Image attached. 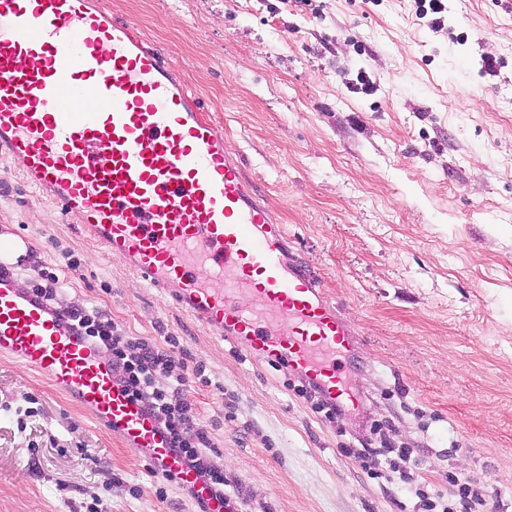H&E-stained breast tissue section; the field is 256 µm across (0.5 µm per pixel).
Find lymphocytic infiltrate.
I'll list each match as a JSON object with an SVG mask.
<instances>
[{
	"instance_id": "lymphocytic-infiltrate-1",
	"label": "lymphocytic infiltrate",
	"mask_w": 512,
	"mask_h": 512,
	"mask_svg": "<svg viewBox=\"0 0 512 512\" xmlns=\"http://www.w3.org/2000/svg\"><path fill=\"white\" fill-rule=\"evenodd\" d=\"M34 273L30 295L71 326L112 365L115 383L138 400L167 435L185 466L207 484L216 497L231 502L230 482L216 462L217 443L209 425L202 420L186 394L187 378L199 374L189 356L178 351L168 336L127 335L106 309L63 306V283L56 272L30 257ZM455 491L451 499L419 492L423 512H495V489L489 482H476L467 475L449 478Z\"/></svg>"
}]
</instances>
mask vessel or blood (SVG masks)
Wrapping results in <instances>:
<instances>
[{"label": "vessel or blood", "mask_w": 512, "mask_h": 512, "mask_svg": "<svg viewBox=\"0 0 512 512\" xmlns=\"http://www.w3.org/2000/svg\"><path fill=\"white\" fill-rule=\"evenodd\" d=\"M2 158L140 285L252 357L287 365L327 404L353 402L336 356L352 355L354 327L304 262L284 261L283 225L138 26L99 0H0ZM29 248L24 236H0V356L92 411L207 512H225L108 361L19 288L16 261Z\"/></svg>", "instance_id": "1"}]
</instances>
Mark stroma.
<instances>
[{"label":"stroma","instance_id":"stroma-1","mask_svg":"<svg viewBox=\"0 0 512 512\" xmlns=\"http://www.w3.org/2000/svg\"><path fill=\"white\" fill-rule=\"evenodd\" d=\"M201 95L230 152L357 329V406L328 421L285 365L249 358L143 288L0 162V227L67 296L132 336L173 337L220 444L235 512H418L345 448L366 422L415 448L420 483L490 480L512 512V0H104ZM500 59L497 75L482 59ZM374 83L359 89L361 76ZM84 258L79 272L63 254ZM0 512H200L90 412L0 357Z\"/></svg>","mask_w":512,"mask_h":512}]
</instances>
